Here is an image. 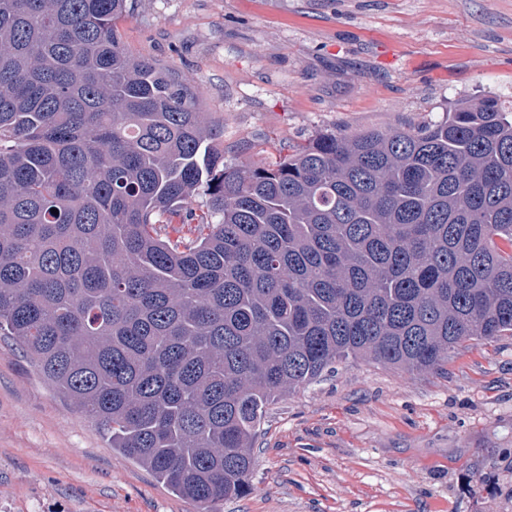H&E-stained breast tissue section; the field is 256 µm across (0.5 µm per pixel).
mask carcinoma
Here are the masks:
<instances>
[{
    "label": "carcinoma",
    "instance_id": "cac0c4a2",
    "mask_svg": "<svg viewBox=\"0 0 512 512\" xmlns=\"http://www.w3.org/2000/svg\"><path fill=\"white\" fill-rule=\"evenodd\" d=\"M126 11L0 0V335L216 512L268 406L325 370L512 336V112L233 165L186 79L126 52Z\"/></svg>",
    "mask_w": 512,
    "mask_h": 512
}]
</instances>
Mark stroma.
<instances>
[{
    "label": "stroma",
    "mask_w": 512,
    "mask_h": 512,
    "mask_svg": "<svg viewBox=\"0 0 512 512\" xmlns=\"http://www.w3.org/2000/svg\"><path fill=\"white\" fill-rule=\"evenodd\" d=\"M127 52L187 78L224 157L512 107V0H128ZM219 512H512V337L444 369L341 363L272 405ZM0 512H198L0 337Z\"/></svg>",
    "instance_id": "35a3bbf8"
}]
</instances>
